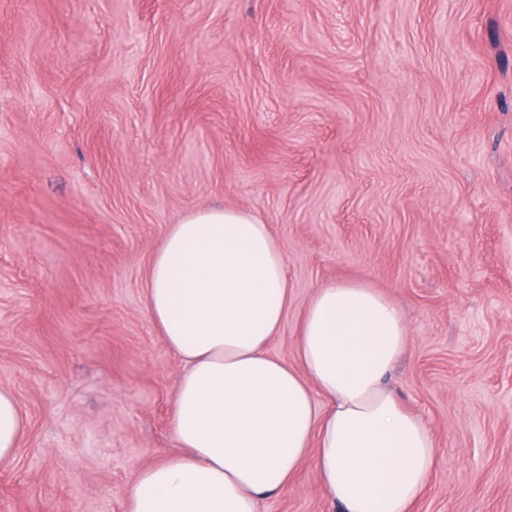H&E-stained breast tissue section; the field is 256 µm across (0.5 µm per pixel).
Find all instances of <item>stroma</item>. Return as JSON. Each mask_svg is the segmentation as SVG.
<instances>
[{
  "label": "stroma",
  "mask_w": 512,
  "mask_h": 512,
  "mask_svg": "<svg viewBox=\"0 0 512 512\" xmlns=\"http://www.w3.org/2000/svg\"><path fill=\"white\" fill-rule=\"evenodd\" d=\"M215 204L286 253L282 360L324 283L403 311L412 512H512V0H0V512H126L176 451L145 275ZM260 512L339 510L306 464ZM24 429L25 420L15 396L0 388V467L14 462Z\"/></svg>",
  "instance_id": "obj_1"
}]
</instances>
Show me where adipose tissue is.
<instances>
[{
    "mask_svg": "<svg viewBox=\"0 0 512 512\" xmlns=\"http://www.w3.org/2000/svg\"><path fill=\"white\" fill-rule=\"evenodd\" d=\"M286 255L270 225L217 205L169 225L145 279L148 317L182 370L177 453L139 470L127 512H259L311 463L342 512H410L436 461L423 418L387 377L409 345L398 308L361 282L317 288L298 367L270 345L288 310ZM25 420L0 388V467Z\"/></svg>",
    "mask_w": 512,
    "mask_h": 512,
    "instance_id": "ef3b65f1",
    "label": "adipose tissue"
}]
</instances>
